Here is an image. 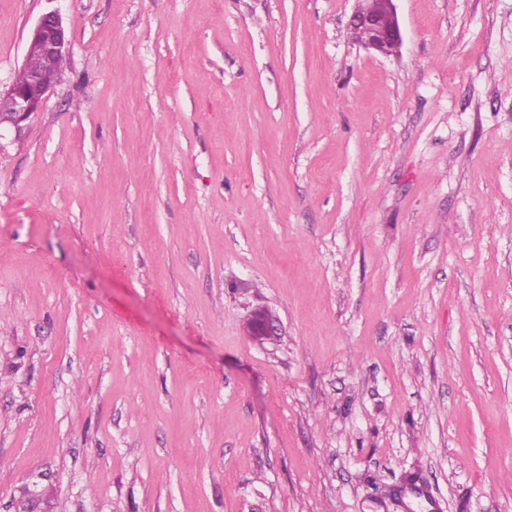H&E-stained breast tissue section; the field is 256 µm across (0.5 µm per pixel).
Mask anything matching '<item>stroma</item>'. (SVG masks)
<instances>
[{
  "instance_id": "35a3bbf8",
  "label": "stroma",
  "mask_w": 512,
  "mask_h": 512,
  "mask_svg": "<svg viewBox=\"0 0 512 512\" xmlns=\"http://www.w3.org/2000/svg\"><path fill=\"white\" fill-rule=\"evenodd\" d=\"M0 0V512H512V0ZM264 307L277 336L244 330ZM395 0H356L350 17L349 28L353 33H365L355 37L369 48L382 55L397 53L402 44ZM68 50L61 17L55 12L43 14L28 37L20 69L25 72L26 80L22 83L13 80L5 91L0 89V99L8 104L0 110V131L2 127L23 129L31 116L41 110L59 81Z\"/></svg>"
}]
</instances>
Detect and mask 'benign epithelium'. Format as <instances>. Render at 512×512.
Wrapping results in <instances>:
<instances>
[{
  "label": "benign epithelium",
  "mask_w": 512,
  "mask_h": 512,
  "mask_svg": "<svg viewBox=\"0 0 512 512\" xmlns=\"http://www.w3.org/2000/svg\"><path fill=\"white\" fill-rule=\"evenodd\" d=\"M349 28L363 33L362 42L382 55L397 53L402 34L395 0H356ZM69 43L61 17L55 12L43 14L28 37L21 66L26 80L12 81L0 90V99L7 107L0 110V128L23 129L31 116L41 110L48 94L59 81L61 66L66 59ZM249 335L262 340L276 334L275 317L266 308H257L247 319ZM15 512H51L49 501L41 493L28 489L19 500Z\"/></svg>",
  "instance_id": "1"
}]
</instances>
